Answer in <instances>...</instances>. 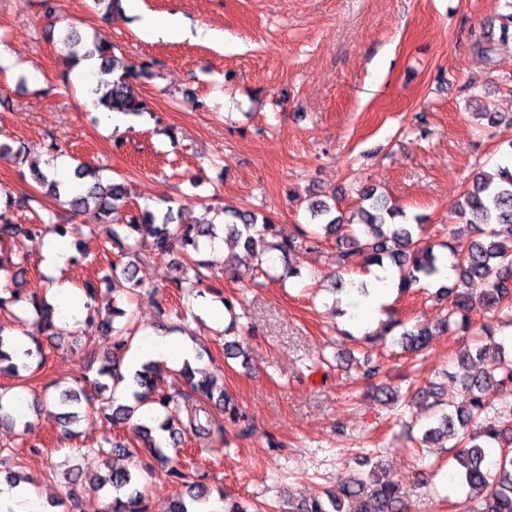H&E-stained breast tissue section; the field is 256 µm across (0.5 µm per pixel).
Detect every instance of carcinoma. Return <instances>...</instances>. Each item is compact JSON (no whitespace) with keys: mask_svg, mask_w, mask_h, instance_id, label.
<instances>
[{"mask_svg":"<svg viewBox=\"0 0 512 512\" xmlns=\"http://www.w3.org/2000/svg\"><path fill=\"white\" fill-rule=\"evenodd\" d=\"M72 46L70 58L79 61L94 55L101 59V67L112 68V80L98 84L92 93L95 108L104 112L123 114L140 113L145 110V101L133 85V66L120 61L112 55L110 48L96 45L83 54L78 47L81 39L72 33L66 35ZM78 179H91L90 185L82 192L72 193L65 201L61 200L63 182L44 173H36L37 179L46 192L56 200L77 213L93 212L95 223L89 225L95 231L98 225L106 224L107 242L120 249L130 258L120 272H112L109 284L112 290V306L108 311L112 317H125L127 312L119 307V299L130 295L141 282L136 278L134 259L141 252L149 250L153 254L171 258V264L180 271L172 283L184 297L202 295V273L196 269L200 262L184 266V259L200 251L202 239L210 241L218 237L222 230L233 238L244 250L236 256L239 261L248 260L262 252L279 251L285 255L311 241L307 232L285 233L283 229L264 217L258 218L254 211H233L232 222L213 224L205 221L199 224L173 223V207H167L163 213L142 211L138 214L122 210L126 197L125 187L112 180L104 181L95 172L80 163L74 170ZM360 212L363 223H344L339 216L333 215L332 206L325 201L312 204L311 219L319 221L325 234L336 237L339 266L345 267L354 255H360L369 265H384L389 262L400 273L398 290L404 292L422 280H441L445 267V254L435 250L422 241L423 224H395L393 220L402 211L389 206L373 187L367 186L360 193ZM453 213L458 223L451 229V240L439 244L452 257L451 267L455 278L448 284H441L438 294L449 299L448 312L442 326L465 331L470 326V314L480 310L491 317L512 318V164L498 166L494 175H478L461 200L453 205ZM473 232L467 247L457 250L453 240L464 236L465 230ZM53 231L64 237L68 233L62 224H14L0 211V239L7 236L16 239L17 249H23L24 243L43 238L45 233ZM497 264V277L487 282L486 288L474 294L470 284L475 279H483L490 271L491 264ZM27 302L31 304L41 318L42 331L51 338L71 335L62 319L54 317V307L45 296L32 293ZM105 340V364L99 369V375L112 381V389H117L125 381L121 371L124 350L133 338L130 323L115 327L109 323L98 326ZM487 342L464 353L460 359L463 369L462 380L468 391L463 402H457L453 396L437 385H431L418 391L419 396L433 399V405L439 407V415L434 424L427 428L423 437L426 441H435L441 436L454 440L456 452L453 460L464 485L469 489L472 501L470 512H512V408L508 414L490 419L485 416V393L496 389L504 394L512 392V357L505 358L508 343L495 339L493 329L484 326ZM430 339L428 330L421 326L403 329L402 346L412 352L426 348ZM4 346L0 335V372L21 377L20 371L29 369L28 360L39 356L38 365H43L42 347L25 349L17 361L1 350ZM494 353L499 356L498 373L493 374L482 368L485 357ZM178 375L183 379L186 389L169 392L159 385L163 370L153 361L145 362L134 373L130 395L133 404L118 402L114 396L106 397L102 390L106 385L94 383L98 393V406L94 408L99 421L108 425L124 423L135 410L153 406V410L163 415L160 429L169 434L173 444L182 441L185 435L202 440H210L217 430L223 427L216 421L206 404L224 411V418L237 422L243 418L239 407L232 397L222 391L214 394V380L209 376L197 380L195 371L184 364ZM142 441L149 455L160 464L172 463L165 452V441L153 435V428L142 424ZM500 449L499 457L490 459L489 449ZM369 470L352 476L348 482L336 491L327 493V499L312 498L298 504L288 503V508L273 507V512H405V501L399 485L382 481L378 475L379 463L366 460ZM68 480L69 495L78 496L83 485L88 483L96 488L112 487L116 495L106 512H151L145 496L134 489L136 483L133 473L126 468L109 466V472L100 477L82 479L72 470L64 472ZM191 501L197 507L190 508L184 497L177 495L168 502L165 512H200V504L207 501L209 489L196 483Z\"/></svg>","mask_w":512,"mask_h":512,"instance_id":"cac0c4a2","label":"carcinoma"}]
</instances>
